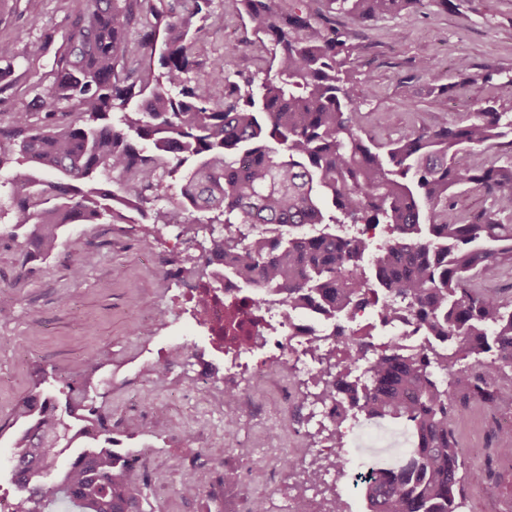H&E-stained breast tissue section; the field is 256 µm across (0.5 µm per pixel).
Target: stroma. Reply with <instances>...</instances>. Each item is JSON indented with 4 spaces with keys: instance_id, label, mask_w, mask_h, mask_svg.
I'll use <instances>...</instances> for the list:
<instances>
[{
    "instance_id": "1",
    "label": "stroma",
    "mask_w": 512,
    "mask_h": 512,
    "mask_svg": "<svg viewBox=\"0 0 512 512\" xmlns=\"http://www.w3.org/2000/svg\"><path fill=\"white\" fill-rule=\"evenodd\" d=\"M86 0H0V36L24 25L27 37L16 47L9 75L13 96L0 104V123L42 95L50 82L53 56L63 43L71 19ZM214 20L208 39L194 50L193 80H204L212 59L224 60L226 71L251 75L266 67L263 52L246 48L252 34L240 17L235 0H213ZM340 30H355L362 50L354 76L360 81L357 106L367 134L394 138L419 126L463 124L474 112L493 102L512 112V0H426L420 13L387 16L366 28L337 16ZM467 59L468 74L457 71ZM429 62L456 82L447 108L429 95L420 62ZM175 207L174 191L150 199L145 217L113 219L109 224H75L66 229L58 248L43 256L23 244L21 232L0 221V308L10 311L0 320V491L14 492L11 479V423L16 406L36 392L41 373L59 378L83 374L85 356L98 355L101 379L94 397L97 407L111 414L112 427L123 448L148 447L161 466L144 474L146 512H198L196 496L176 493L179 483L195 471L198 457L222 456L226 442L224 414L196 391V380L184 362L171 365L167 377L156 381L152 369L165 359L167 344L188 337L204 338L189 315L158 321L174 296L195 279L186 275L198 256L182 223L164 226L156 239L154 221ZM170 264L172 276L159 269ZM81 266L74 277L73 266ZM292 396V414L304 420L309 407L298 398V384L289 372L269 382L257 399L260 416H242L240 435H254L275 424L279 393ZM482 421L473 433L462 416L452 427L460 439L478 435L482 456L471 464L488 478L489 489H465L463 512H506L512 507V464L497 461L495 416L512 410V380L502 382L495 405L470 403Z\"/></svg>"
}]
</instances>
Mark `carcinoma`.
<instances>
[{
	"instance_id": "carcinoma-1",
	"label": "carcinoma",
	"mask_w": 512,
	"mask_h": 512,
	"mask_svg": "<svg viewBox=\"0 0 512 512\" xmlns=\"http://www.w3.org/2000/svg\"><path fill=\"white\" fill-rule=\"evenodd\" d=\"M238 2L270 43L259 82L231 78L221 58L206 81L188 77L213 0H90L54 55L43 104L0 127V172L8 170L0 217L49 255L62 228L119 211L142 216L145 192L159 197L171 180L177 206L199 214L196 230L209 233L204 266L224 257V275L243 281L256 304L278 294L298 313H325L334 333L350 337L366 307L384 326L407 316L426 346L365 342L364 376L334 363L324 394L403 421L415 438L389 481L361 485L366 512H460L479 471L459 455L448 416L473 401L494 403L512 370V298L478 286L512 278V224L502 219L512 216V154L501 165L485 158L512 151V114L491 105L465 125L365 137L350 69L360 45L348 31L314 27L329 22L318 4L366 27L424 0ZM23 34L0 38V63L12 65ZM422 69L447 107L455 84L427 62ZM60 101L76 119L55 110ZM465 183L491 203L463 220L451 189ZM215 224L224 237L214 236ZM347 224L386 225L387 246L350 236ZM460 352L479 371L453 374L450 356ZM99 369L90 353L82 378L61 379L57 394L36 392L18 407L13 512H145L143 478L90 396Z\"/></svg>"
}]
</instances>
